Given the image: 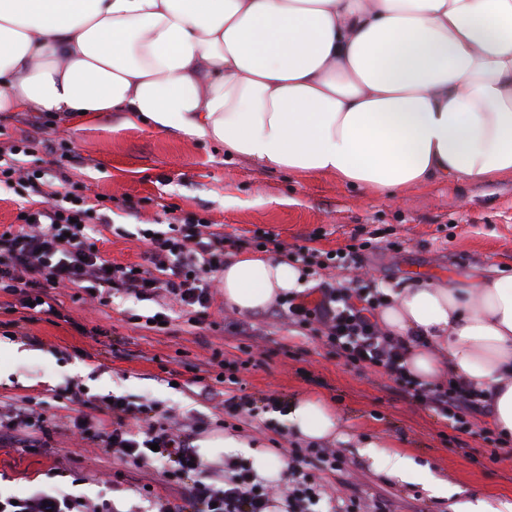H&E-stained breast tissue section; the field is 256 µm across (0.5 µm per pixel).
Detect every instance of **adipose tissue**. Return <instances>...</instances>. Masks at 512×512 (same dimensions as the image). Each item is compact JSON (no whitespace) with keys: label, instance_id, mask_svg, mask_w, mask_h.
<instances>
[{"label":"adipose tissue","instance_id":"1","mask_svg":"<svg viewBox=\"0 0 512 512\" xmlns=\"http://www.w3.org/2000/svg\"><path fill=\"white\" fill-rule=\"evenodd\" d=\"M85 111L392 199L491 182L512 175V0H0V112ZM304 282L286 257L241 255L224 266V305L260 313ZM377 317L421 338L415 376L470 381L512 435V277L420 279ZM284 420L308 441L342 434L316 397ZM362 452L447 496L406 456Z\"/></svg>","mask_w":512,"mask_h":512}]
</instances>
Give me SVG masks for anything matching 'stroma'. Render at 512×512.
<instances>
[{
    "label": "stroma",
    "instance_id": "obj_1",
    "mask_svg": "<svg viewBox=\"0 0 512 512\" xmlns=\"http://www.w3.org/2000/svg\"><path fill=\"white\" fill-rule=\"evenodd\" d=\"M25 137L35 139L39 165L57 163L59 175L84 185L88 204L110 198L99 248L117 264L141 262L145 246L137 232L157 228L168 207L177 219L220 224L226 235L244 241L268 232L326 252L371 240L363 270L382 288L397 290L418 278L512 275V175L482 184L439 182L390 200L332 176L302 177L231 158L223 146L175 131L130 128L119 112L52 122L38 112H0V147ZM67 148L76 160H62ZM117 224L125 236L113 234ZM65 305V321L20 307L11 313L15 339L29 351L24 358L7 350L0 326V414L29 406L49 425L45 432L0 430L1 499L61 487L78 503L104 504L109 512H162L182 503L189 483L78 437L74 423L82 417L111 428V417L98 408L107 395L153 405L158 421L193 425L191 448L223 476L225 451L216 445L227 430L222 398L204 394L217 373L209 361L219 353L239 364L245 393L284 401L318 397L338 413L345 435L323 445L340 450L345 464L324 479L351 486L366 505L381 499L390 512H452V498L434 496L424 482L388 476L361 454L360 443L378 440L447 480L449 488L512 501V457L494 464L485 459L488 445L479 431L489 427L488 418H479L478 433L464 435L474 453L466 459L455 449L447 420L403 399L386 376L345 366L318 337L292 331L273 311L249 315L259 329V348L248 357L240 338L220 326L200 330L172 318L162 331L141 327L139 317L170 313L166 299L139 301L117 292L108 306L88 298ZM75 384L85 404L69 401ZM229 430L277 461L300 444L275 412L234 421Z\"/></svg>",
    "mask_w": 512,
    "mask_h": 512
}]
</instances>
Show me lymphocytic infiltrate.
Returning a JSON list of instances; mask_svg holds the SVG:
<instances>
[{
    "label": "lymphocytic infiltrate",
    "instance_id": "1",
    "mask_svg": "<svg viewBox=\"0 0 512 512\" xmlns=\"http://www.w3.org/2000/svg\"><path fill=\"white\" fill-rule=\"evenodd\" d=\"M31 150L30 141L22 140L0 151V184L39 197L37 207L25 209L23 217L0 230V293L19 296L34 312L58 318L64 288L92 293L105 306L116 291L142 300L162 291L179 304L190 326L205 323L213 286L208 275L223 269L227 250L235 245L222 225L184 221L164 231L141 230L149 244L145 264H111L97 245L91 225L95 209L87 205L81 184L26 167ZM253 242L319 269L357 264L362 251L352 244L321 254L304 245L286 246L266 234L254 236ZM388 303V293L376 286L322 285L316 299H288L283 315L290 325L320 336L347 366L381 369L403 397L448 419L457 431L470 432L485 402L465 379L427 383L413 376L407 366L408 340L390 335L375 318L376 310ZM107 409L112 428L95 433L99 449L122 454L136 465L155 466L164 476L191 481L184 504L170 512H269L272 486L241 461L225 460L223 479H214L186 435L157 424L151 405L134 406L116 397ZM343 464L333 448L291 449L284 512H364L359 496L336 500L327 493L323 472L339 471Z\"/></svg>",
    "mask_w": 512,
    "mask_h": 512
}]
</instances>
